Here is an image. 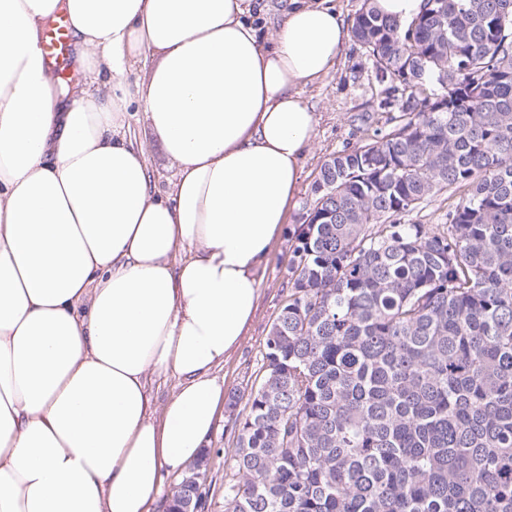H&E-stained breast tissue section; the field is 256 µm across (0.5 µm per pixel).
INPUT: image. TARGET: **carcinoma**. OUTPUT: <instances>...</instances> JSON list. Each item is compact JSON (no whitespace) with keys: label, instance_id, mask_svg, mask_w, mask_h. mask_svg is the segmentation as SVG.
Masks as SVG:
<instances>
[{"label":"carcinoma","instance_id":"cac0c4a2","mask_svg":"<svg viewBox=\"0 0 512 512\" xmlns=\"http://www.w3.org/2000/svg\"><path fill=\"white\" fill-rule=\"evenodd\" d=\"M349 36L398 112L320 168L224 512H512V0Z\"/></svg>","mask_w":512,"mask_h":512}]
</instances>
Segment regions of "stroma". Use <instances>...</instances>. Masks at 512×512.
Returning a JSON list of instances; mask_svg holds the SVG:
<instances>
[{
    "label": "stroma",
    "mask_w": 512,
    "mask_h": 512,
    "mask_svg": "<svg viewBox=\"0 0 512 512\" xmlns=\"http://www.w3.org/2000/svg\"><path fill=\"white\" fill-rule=\"evenodd\" d=\"M384 83L361 47L347 42L337 71L320 84L304 88V95L314 104L318 124L305 151L300 174L296 205L289 212L278 238L271 246L267 264L260 278V293L253 320L239 346L220 370L224 378L225 395L248 397L262 378L261 353L272 322L277 317L287 295L286 270L291 258L290 239L305 220L315 199L314 185L321 165L332 154L354 146L365 138L367 131L386 125L387 109L381 108ZM137 139L144 143L151 164L152 181L167 188L174 171L148 125L144 112L132 119ZM229 413H222L210 434L205 448L211 454L209 471L203 482L208 494L206 512H224V456L222 450L229 434Z\"/></svg>",
    "instance_id": "obj_1"
}]
</instances>
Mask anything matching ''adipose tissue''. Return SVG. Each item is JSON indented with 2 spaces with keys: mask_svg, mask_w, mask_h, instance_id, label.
<instances>
[{
  "mask_svg": "<svg viewBox=\"0 0 512 512\" xmlns=\"http://www.w3.org/2000/svg\"><path fill=\"white\" fill-rule=\"evenodd\" d=\"M251 2L0 0V512H154L214 428L317 125L302 89L349 38L330 0H284L263 45ZM61 10L65 91L40 49ZM137 139L144 143L151 164L152 181L158 187L166 189L174 178V170L165 158L162 148L153 134L141 108L131 120Z\"/></svg>",
  "mask_w": 512,
  "mask_h": 512,
  "instance_id": "adipose-tissue-1",
  "label": "adipose tissue"
}]
</instances>
